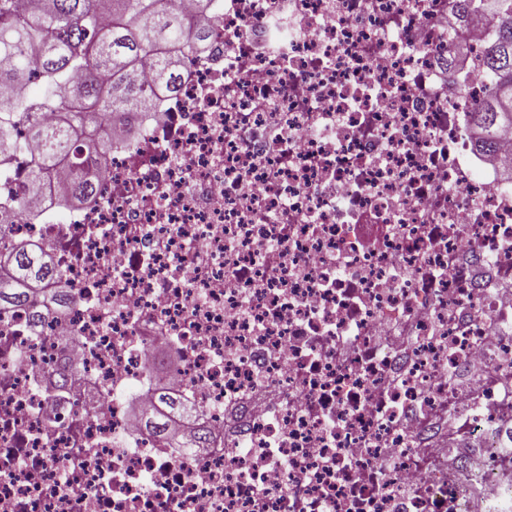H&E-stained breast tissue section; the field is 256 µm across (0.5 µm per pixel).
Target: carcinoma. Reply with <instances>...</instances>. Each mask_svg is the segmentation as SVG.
Returning a JSON list of instances; mask_svg holds the SVG:
<instances>
[{"label": "carcinoma", "mask_w": 512, "mask_h": 512, "mask_svg": "<svg viewBox=\"0 0 512 512\" xmlns=\"http://www.w3.org/2000/svg\"><path fill=\"white\" fill-rule=\"evenodd\" d=\"M463 26L487 31L483 51V96L469 112L479 132L476 147H492L499 129L512 126V0H454ZM207 33L186 20L179 0H0V85L16 93L0 103V166L30 155L25 178L0 194V309L31 307V320L45 311L34 305L33 289L61 275L45 250L12 239L13 217L26 213L28 200L52 191L51 174L68 170L62 198L96 196L95 181L112 152L110 130L144 127L158 103L171 92L185 51H200ZM154 57V86L141 78V61ZM150 377L163 418H147L164 437L173 419L192 418L191 408L163 392L154 360Z\"/></svg>", "instance_id": "carcinoma-1"}]
</instances>
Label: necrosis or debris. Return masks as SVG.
I'll use <instances>...</instances> for the list:
<instances>
[{"instance_id": "1", "label": "necrosis or debris", "mask_w": 512, "mask_h": 512, "mask_svg": "<svg viewBox=\"0 0 512 512\" xmlns=\"http://www.w3.org/2000/svg\"><path fill=\"white\" fill-rule=\"evenodd\" d=\"M206 30L95 202L14 226L65 309L0 311V512H512V129L479 153L468 121L486 32L453 0H214ZM150 350L206 448L133 417Z\"/></svg>"}]
</instances>
